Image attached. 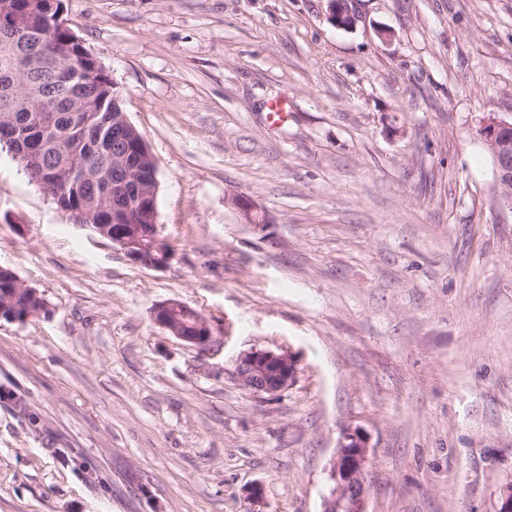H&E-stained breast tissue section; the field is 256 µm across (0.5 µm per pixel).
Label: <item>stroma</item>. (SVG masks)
I'll return each instance as SVG.
<instances>
[{"instance_id": "obj_1", "label": "stroma", "mask_w": 512, "mask_h": 512, "mask_svg": "<svg viewBox=\"0 0 512 512\" xmlns=\"http://www.w3.org/2000/svg\"><path fill=\"white\" fill-rule=\"evenodd\" d=\"M62 0L157 161L165 269L74 222L0 149V512H323L346 429L367 512L512 490V210L478 131L512 120V0ZM288 117L270 125L272 103ZM256 206L248 223L233 199ZM201 312L200 354L153 306ZM291 351L258 396L241 353ZM17 275L10 269L5 268V270L0 272V301L5 299L7 296L15 295L17 289L15 287V283L17 281ZM17 288H21V291H24L25 288L19 283H16ZM0 302V319L7 320H18L22 321L28 319L30 317L38 316L42 313L47 312V307L44 309L33 310L28 307H21L20 304L16 302L15 299H12V302H6L1 305ZM178 310H182L194 318V334H184L181 325L173 320V313ZM152 315L157 325L169 331L178 339L196 347L199 352L208 353L213 348L212 341L215 336L211 324L192 307L182 302L168 299L155 304ZM297 371L290 351L252 349L237 359L234 378L254 394L275 396L293 385Z\"/></svg>"}]
</instances>
